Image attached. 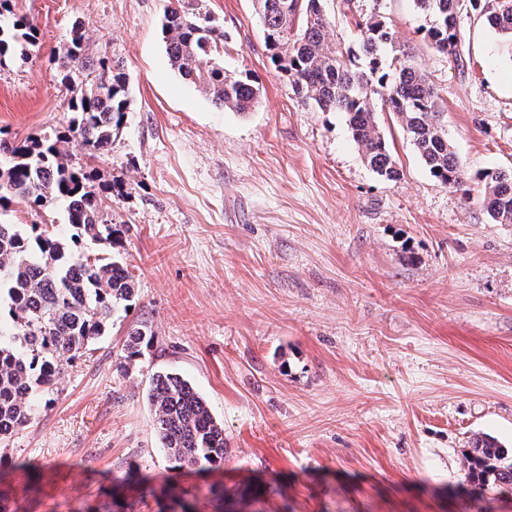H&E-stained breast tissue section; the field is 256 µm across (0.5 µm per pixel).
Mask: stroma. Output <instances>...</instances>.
<instances>
[{
  "mask_svg": "<svg viewBox=\"0 0 512 512\" xmlns=\"http://www.w3.org/2000/svg\"><path fill=\"white\" fill-rule=\"evenodd\" d=\"M166 0H9L38 33L0 67V133L61 129L70 94L57 53L73 23L129 79L131 109L104 157L73 160L112 191L115 258L136 294L59 393L0 443L9 512H169L165 487L259 488L258 512H512V492L467 495L475 433L512 445V224H494L476 173L512 171V60L482 8L461 13L462 63L437 52L413 0H325L328 39L357 49L356 16L379 12L443 100L464 179L433 178L396 117L377 122L401 172L379 177L345 113L295 98L265 47L253 0H202L224 31V69L261 98L216 108L171 66ZM0 220L51 224L64 204L22 203ZM147 323L132 364L122 345ZM187 379L224 425V460L171 476L146 393L153 373Z\"/></svg>",
  "mask_w": 512,
  "mask_h": 512,
  "instance_id": "35a3bbf8",
  "label": "stroma"
}]
</instances>
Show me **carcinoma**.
Masks as SVG:
<instances>
[{"label":"carcinoma","instance_id":"1","mask_svg":"<svg viewBox=\"0 0 512 512\" xmlns=\"http://www.w3.org/2000/svg\"><path fill=\"white\" fill-rule=\"evenodd\" d=\"M265 46L276 68L288 75L296 97L318 112H344L364 160L379 176L400 178L376 120V100L393 112L416 153L441 184L454 187L462 178L456 153L442 122L435 88L417 73L405 51L394 48V35L382 16L357 23L367 69L356 54L333 48L323 0H254ZM430 19L432 46L462 63L457 18L460 0H413ZM487 21L512 52V0H488ZM163 34L171 66L195 84L220 109L244 113L258 102L260 88L250 77L224 72V30L201 13L197 0H167ZM35 26L15 17L0 21V66L25 59L35 44ZM392 46L388 71L379 73L382 49ZM61 81L71 92L64 130L20 144L0 141V208L19 200L32 209L67 203L73 241L88 237L115 245L120 230L103 210L90 176L71 163L68 144L76 141L92 154L112 149L127 119V74L107 53L93 63L84 33L72 26L60 48ZM84 79H78V75ZM482 206L495 224H512V173L485 171ZM135 296L133 275L110 257L77 256L46 224L0 222V441L23 431L36 417V400L58 393L64 366L88 355L104 335L112 314ZM147 325L128 332L124 358L140 355ZM148 401L155 415L160 447L172 468L224 460V426L208 402L180 375H153ZM468 481L512 490V456L494 437L472 442Z\"/></svg>","mask_w":512,"mask_h":512}]
</instances>
